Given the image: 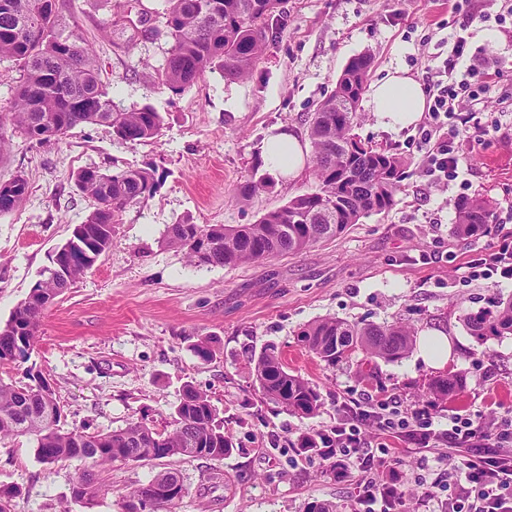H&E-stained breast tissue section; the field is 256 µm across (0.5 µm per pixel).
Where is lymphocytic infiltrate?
<instances>
[{
    "label": "lymphocytic infiltrate",
    "mask_w": 512,
    "mask_h": 512,
    "mask_svg": "<svg viewBox=\"0 0 512 512\" xmlns=\"http://www.w3.org/2000/svg\"><path fill=\"white\" fill-rule=\"evenodd\" d=\"M429 90V122L422 132L424 171L432 182L448 183L464 160L457 120L463 101H476L487 80L477 69L455 75L451 65L436 69ZM396 437L416 448H479V459L449 458L434 467L422 464L413 485L402 479L400 459L386 440ZM322 455L308 460L335 466L337 480L358 473L357 503L363 512H395L410 497L433 504V512H512V418L495 413L437 417L429 402L401 407L395 399H365L336 407V420L322 430Z\"/></svg>",
    "instance_id": "obj_1"
}]
</instances>
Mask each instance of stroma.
I'll use <instances>...</instances> for the list:
<instances>
[{"label": "stroma", "mask_w": 512, "mask_h": 512, "mask_svg": "<svg viewBox=\"0 0 512 512\" xmlns=\"http://www.w3.org/2000/svg\"><path fill=\"white\" fill-rule=\"evenodd\" d=\"M82 32L93 43L112 98L123 108L152 105L163 117L158 141L132 145L105 127L79 126L61 140L37 143L10 133L0 180L23 173L29 190L0 214V323L6 322L57 247L93 205L75 185L78 170L150 168L156 191L128 207L114 244L46 311L29 361L0 365V380L24 384L28 369L51 379L64 428L107 431L140 421L169 426L185 385L207 391L236 444L221 459L164 458L95 470L111 493L73 502L84 462L49 465L34 443H0V485L16 487L11 512H123L124 495L158 473L177 471L187 489L174 512H308L331 504L350 512L355 481H336L323 465L302 461L297 435L333 422L337 400L367 390L418 402L434 369L417 360L378 361L373 380L355 362L329 368L298 338L326 317L381 324L406 319L417 332L440 329L452 342L449 371L465 388L440 405L441 415H512V336L476 339L465 314L512 296V279L469 280L474 261L499 243L498 232L461 240L449 229L454 201L484 197L496 223L512 230V20L498 22L504 0H283V20L270 24L268 48L253 73L228 80L205 74L180 93L158 87L155 67L171 46L162 24L164 0H79ZM473 13L461 30L464 13ZM465 33L472 60L500 74L478 102L467 104L460 149L466 160L447 186L423 172L421 123L391 130L368 104L359 107L362 141L404 156L408 165L391 209L362 217L340 237L297 255L234 268L190 265L164 248L170 224H251L315 188L311 167L271 178L264 140L283 129L307 141L305 119L326 100L347 62L373 58L369 83L402 68L426 81ZM272 180L247 201L234 198L248 173ZM209 337L205 362L192 346ZM277 346L290 372L321 396L318 413L302 418L264 400L249 365L251 353Z\"/></svg>", "instance_id": "obj_1"}]
</instances>
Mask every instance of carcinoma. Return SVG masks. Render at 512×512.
Instances as JSON below:
<instances>
[{
  "label": "carcinoma",
  "instance_id": "obj_1",
  "mask_svg": "<svg viewBox=\"0 0 512 512\" xmlns=\"http://www.w3.org/2000/svg\"><path fill=\"white\" fill-rule=\"evenodd\" d=\"M77 12L76 0H0V60L13 62L20 72L6 113L12 130L38 143L59 139L80 125L107 127L133 145L158 139L159 112L149 105L123 109L112 100L111 83L102 78V64L81 33ZM282 14V0H166L164 29L171 49L157 70L158 85L182 91L208 72L229 79L249 76L265 54L269 21ZM371 66L368 54L352 58L333 93L308 120L315 190L295 195L253 224H170L163 242L197 267H234L310 249L342 234L361 217L390 209L402 158L365 145L354 133ZM75 182L95 202L84 221V235L54 252L55 271L42 274L0 326V364L30 359L49 299L60 297L112 249V225L127 207L148 200L157 186L148 169L107 173L85 167L77 171ZM27 193L28 182L21 174L0 181V214L13 211ZM454 209L451 233L457 238L477 236L492 222L490 205L481 198H461ZM464 324L478 339L511 336L512 297L465 315ZM416 335L415 327L401 320L350 323L335 317L299 332L305 349L329 368L362 354L361 373L378 359L404 358ZM250 363L263 398L302 417L316 414L320 393L288 372L276 347L262 348ZM29 379L19 386L0 380V441L29 437L44 464L82 460L100 467L161 458H222L234 450L210 396L194 386L184 387L169 430L131 422L112 431L88 432L61 425V409L55 393L46 392L43 374L31 372ZM465 386L461 375L447 373L430 379L424 396L443 401ZM174 477L178 473L172 471L154 476L132 490L124 505L148 501L149 512H172L178 500L159 497V490ZM73 487L74 501L85 504L109 492L86 472Z\"/></svg>",
  "mask_w": 512,
  "mask_h": 512
}]
</instances>
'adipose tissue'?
<instances>
[{
  "label": "adipose tissue",
  "mask_w": 512,
  "mask_h": 512,
  "mask_svg": "<svg viewBox=\"0 0 512 512\" xmlns=\"http://www.w3.org/2000/svg\"><path fill=\"white\" fill-rule=\"evenodd\" d=\"M425 104V93L420 82L399 68L374 84L370 93V109L378 123L386 128H403L413 124L424 111ZM304 155L298 137L285 130L270 135L262 151L266 167L274 175L282 177L294 174L303 165Z\"/></svg>",
  "instance_id": "obj_1"
}]
</instances>
